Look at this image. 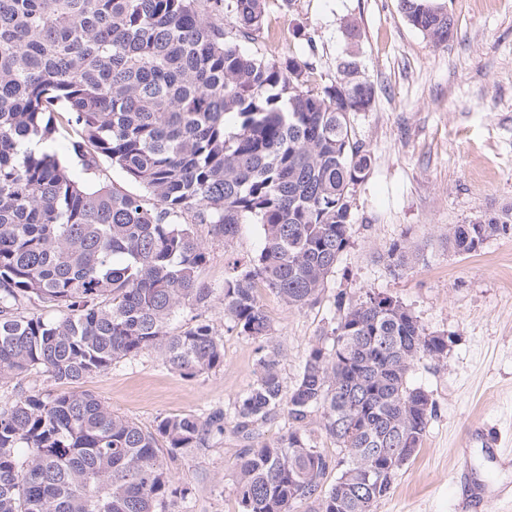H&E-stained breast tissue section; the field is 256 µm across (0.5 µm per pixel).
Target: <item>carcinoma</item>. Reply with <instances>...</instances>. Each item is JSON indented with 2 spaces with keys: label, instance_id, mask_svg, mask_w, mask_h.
<instances>
[{
  "label": "carcinoma",
  "instance_id": "obj_1",
  "mask_svg": "<svg viewBox=\"0 0 512 512\" xmlns=\"http://www.w3.org/2000/svg\"><path fill=\"white\" fill-rule=\"evenodd\" d=\"M436 44L454 18L431 0H400ZM266 0H0V380L32 372L66 384L145 352L185 378L224 364L209 322L177 314L212 302L200 279L209 224L231 242L260 226L263 248L232 263L221 289L239 333L264 342L254 383L233 413L166 416L148 431L86 391L20 394L0 405V512H178L189 489L165 456L207 448L226 429L252 441L235 467L241 512H372L416 453L433 414L409 382L414 362L448 354L399 301L337 300L340 321L310 349L286 390L263 284L290 307L318 301L350 243L351 192L371 165L350 116L375 97L346 56L336 80L309 86L308 60L244 51ZM232 14L231 28L224 11ZM39 148L19 151L22 137ZM69 138L73 169L54 150ZM106 159L153 197L90 179ZM508 220L448 227V247L477 251ZM406 267L394 243L381 256ZM38 301L65 313L28 318ZM285 413L288 434L260 440ZM319 430L336 455L319 448ZM165 447H159V441ZM336 481L324 486L328 470Z\"/></svg>",
  "mask_w": 512,
  "mask_h": 512
}]
</instances>
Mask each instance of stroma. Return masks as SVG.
Segmentation results:
<instances>
[{"instance_id": "obj_1", "label": "stroma", "mask_w": 512, "mask_h": 512, "mask_svg": "<svg viewBox=\"0 0 512 512\" xmlns=\"http://www.w3.org/2000/svg\"><path fill=\"white\" fill-rule=\"evenodd\" d=\"M441 2L455 28L439 46L407 22L399 0H267L261 31L242 42L269 58L313 61L319 84L335 79L341 58L355 52L375 87L371 108L350 118L371 168L353 189L350 243L318 302L291 308L260 291L284 388L339 320L340 298L393 297L426 333L452 339L446 357L417 361L409 373L435 412L421 448L374 512H461L452 472L472 423L512 451V233L470 254L448 247L449 225L512 210V0ZM195 230L210 245L201 278L215 289L233 262L253 260L262 247L255 224L241 225L228 247L213 241L209 225ZM402 241L417 255L411 266L379 261ZM202 315L222 339L223 366L188 379L152 351L114 362L83 389L146 430L165 416L232 411L255 379L261 343L231 329L221 300ZM244 446L228 433L173 463L177 484L191 491L190 512H240L233 480Z\"/></svg>"}]
</instances>
